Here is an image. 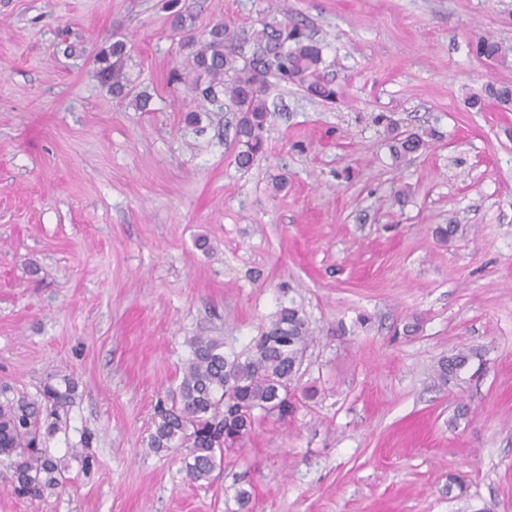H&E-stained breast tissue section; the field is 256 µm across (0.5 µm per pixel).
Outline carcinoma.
I'll return each instance as SVG.
<instances>
[{
  "instance_id": "carcinoma-1",
  "label": "carcinoma",
  "mask_w": 512,
  "mask_h": 512,
  "mask_svg": "<svg viewBox=\"0 0 512 512\" xmlns=\"http://www.w3.org/2000/svg\"><path fill=\"white\" fill-rule=\"evenodd\" d=\"M190 49L189 74L174 73L171 82L181 83L203 100L224 95L235 113V137L242 150L236 163L249 167L264 147L263 133L270 113L265 93L267 77L276 73L306 87L311 94L333 101L338 92L321 73V48L295 25L264 22L260 28H232L214 24L208 38L199 41L183 35ZM254 48L245 55V47ZM512 46L491 36L478 38L475 53L488 61L503 63ZM97 76L112 95L129 94L126 45L115 41L96 53ZM512 105V85H488L467 97L468 107L482 109L485 98ZM393 151L404 160L427 148L425 133L397 131ZM313 334L303 307L294 300L280 305L257 336L240 351L224 349V339L195 336L191 354L177 387L159 404L153 428L145 439L154 452H183L187 476L194 482L210 481L224 463V451L249 437L257 423L284 420L295 411L299 399L313 394L298 391V381ZM483 364L479 348L461 349L439 360L436 374L442 385L460 380L473 364ZM64 388L44 384L31 398L9 386H0V463L12 472L9 492L18 498L39 497L46 490L64 487L62 461L43 448V436L55 430L59 411L72 402L74 388L62 376Z\"/></svg>"
}]
</instances>
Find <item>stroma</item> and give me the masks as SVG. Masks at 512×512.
<instances>
[{"label": "stroma", "instance_id": "stroma-1", "mask_svg": "<svg viewBox=\"0 0 512 512\" xmlns=\"http://www.w3.org/2000/svg\"><path fill=\"white\" fill-rule=\"evenodd\" d=\"M273 20L321 46L339 97L269 76L242 169L233 114L170 77L183 32ZM483 35L512 45V0H0V384L75 383L45 438L64 488L15 498L0 465V512H226L239 487L246 512H512V106L466 103L512 59L477 58ZM117 40L146 108L96 76ZM381 115L436 137L395 162ZM291 298L314 399L209 485L145 448L190 340L241 350ZM469 347L481 374L441 385ZM483 352L479 348L461 349L457 352L443 357L439 360L436 374L437 379L441 385H448L450 382L460 380L463 371L472 366L475 361L478 362V367L474 371L476 374L481 365L483 364Z\"/></svg>", "mask_w": 512, "mask_h": 512}]
</instances>
